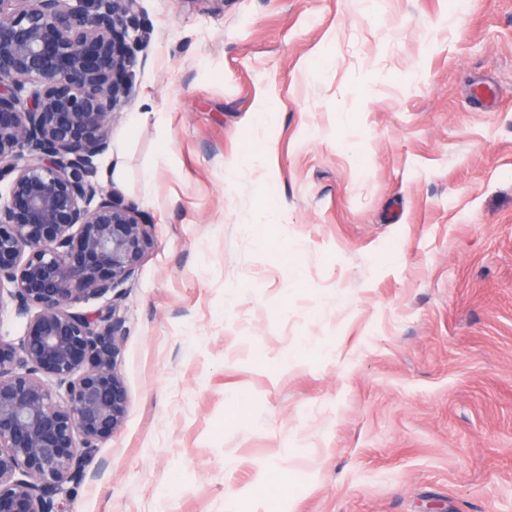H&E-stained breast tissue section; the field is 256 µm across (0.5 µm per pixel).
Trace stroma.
<instances>
[{"mask_svg":"<svg viewBox=\"0 0 512 512\" xmlns=\"http://www.w3.org/2000/svg\"><path fill=\"white\" fill-rule=\"evenodd\" d=\"M135 13L93 180L153 240L64 512H512V0Z\"/></svg>","mask_w":512,"mask_h":512,"instance_id":"1","label":"stroma"}]
</instances>
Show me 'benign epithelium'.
I'll use <instances>...</instances> for the list:
<instances>
[{
    "label": "benign epithelium",
    "instance_id": "7a95c632",
    "mask_svg": "<svg viewBox=\"0 0 512 512\" xmlns=\"http://www.w3.org/2000/svg\"><path fill=\"white\" fill-rule=\"evenodd\" d=\"M134 3L0 0V309L28 318L0 338V512H62L63 484L126 420L123 323L76 306L127 283L152 241L91 180L132 94ZM27 324V317L18 315L13 304L6 299L4 308L0 312V336L4 340L17 342L23 336Z\"/></svg>",
    "mask_w": 512,
    "mask_h": 512
}]
</instances>
